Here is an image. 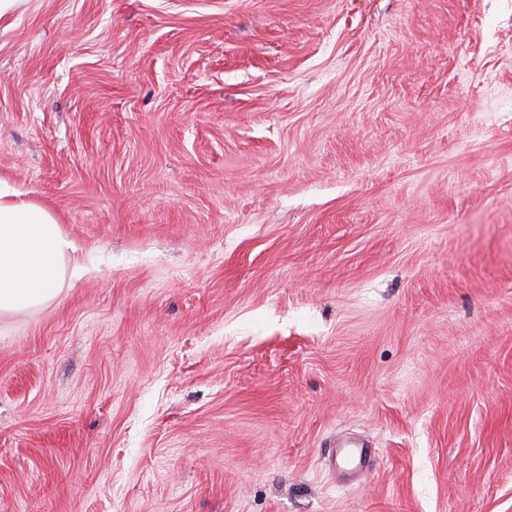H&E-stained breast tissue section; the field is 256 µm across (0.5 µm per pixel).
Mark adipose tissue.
Masks as SVG:
<instances>
[{
    "label": "adipose tissue",
    "instance_id": "1",
    "mask_svg": "<svg viewBox=\"0 0 512 512\" xmlns=\"http://www.w3.org/2000/svg\"><path fill=\"white\" fill-rule=\"evenodd\" d=\"M75 250L50 210L0 182V320L57 300Z\"/></svg>",
    "mask_w": 512,
    "mask_h": 512
}]
</instances>
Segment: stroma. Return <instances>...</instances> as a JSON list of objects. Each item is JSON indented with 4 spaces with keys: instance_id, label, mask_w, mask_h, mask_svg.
Listing matches in <instances>:
<instances>
[{
    "instance_id": "stroma-1",
    "label": "stroma",
    "mask_w": 512,
    "mask_h": 512,
    "mask_svg": "<svg viewBox=\"0 0 512 512\" xmlns=\"http://www.w3.org/2000/svg\"><path fill=\"white\" fill-rule=\"evenodd\" d=\"M0 179V512H512V0H26ZM76 249L50 210L0 182V321L57 300Z\"/></svg>"
}]
</instances>
